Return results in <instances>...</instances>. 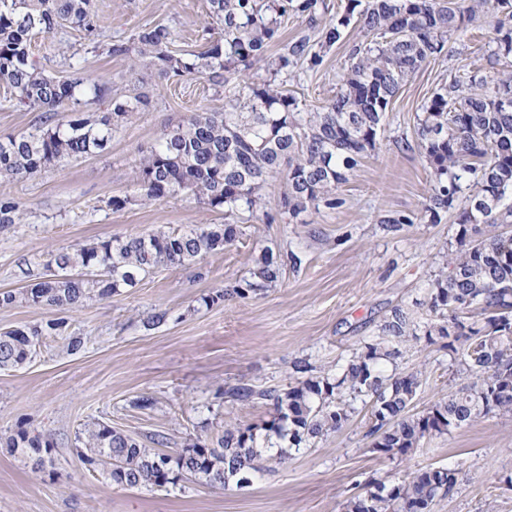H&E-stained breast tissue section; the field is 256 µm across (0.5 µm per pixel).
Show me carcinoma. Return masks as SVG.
Masks as SVG:
<instances>
[{"mask_svg": "<svg viewBox=\"0 0 512 512\" xmlns=\"http://www.w3.org/2000/svg\"><path fill=\"white\" fill-rule=\"evenodd\" d=\"M347 0L336 21L317 27L321 0H209L211 23L203 51L187 57L172 50L177 32L146 24L128 41L113 42L108 53L130 61L147 59L165 77L192 76L228 87L222 112H192L164 132L140 160L136 185L140 201L161 203L186 195L227 218L254 213L268 179L281 175L287 191L283 205L292 217L308 210L337 209L345 200L338 188L360 159L375 149L382 121L402 85L440 55L448 36L463 34L475 19V7L491 6L487 24L489 65L512 56V0ZM304 16L318 29V40L305 34L287 42L269 63L273 74L322 60L320 51L344 38L357 23L370 41L352 45L349 64L336 95L321 109L308 111L274 79L256 80L251 66L267 58L288 15ZM92 0H0V80L14 92L16 104L45 114L33 132L0 137V178L34 176L58 163L103 152L118 122L148 104L143 95L113 97L109 88L79 70L58 79L38 69L29 48L37 33L66 24L91 32ZM219 29L217 35L211 31ZM319 50H314V46ZM85 94L108 101L100 112H75L56 119L64 105L80 104ZM418 147L434 176L425 211L430 218L458 208L456 246L428 288L426 341L446 339L470 381L422 413L411 412L417 389L427 381L422 369L386 376L383 361L403 355L401 347L417 337L412 313L395 307L380 325L381 336L365 344L332 374L296 382L286 389L240 384L225 395L239 406L262 403L271 419L265 439L287 443L272 447L259 441L257 428L224 423V433L209 444L197 437L170 453L164 440L151 445L109 425L93 423L80 437L81 459L90 469H107L120 488L164 487L185 475L223 487L240 484L272 460L288 463L296 450L340 431L356 412L355 402L370 404L366 437L372 452L403 456L435 434L474 422L490 413L512 415V73L490 82L472 71L437 88L417 115ZM18 205L0 201V226L16 224ZM489 227L480 234L479 225ZM238 225H207L181 233H149L101 240L58 251L44 261L47 274L22 291H1L0 307L20 301L65 313L89 300L109 298L160 267L182 266L233 244ZM282 263L266 249L256 261L247 289L279 282ZM481 318L468 322L470 308ZM60 316L0 333V370L23 367L45 336H62L67 350L83 346L66 335ZM6 447L43 464L52 441L45 434L20 431ZM455 473L428 467L387 485L371 482L350 497L346 512H405L407 502H434L449 495Z\"/></svg>", "mask_w": 512, "mask_h": 512, "instance_id": "1", "label": "carcinoma"}]
</instances>
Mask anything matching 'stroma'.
I'll use <instances>...</instances> for the list:
<instances>
[{"mask_svg":"<svg viewBox=\"0 0 512 512\" xmlns=\"http://www.w3.org/2000/svg\"><path fill=\"white\" fill-rule=\"evenodd\" d=\"M94 35L70 25L36 35L31 58L58 78L79 65L113 95L143 94L145 111L132 114L110 148L36 176L0 180V200L15 202L19 223L0 229V290L36 282L52 252L155 229L182 232L220 224L224 214L178 196L157 204L134 197V171L162 133L189 113L224 107V90L190 77L161 76L152 66L131 67L109 55L112 41L129 39L146 24H166L183 53L201 51L208 0H93ZM357 27L324 54L317 67L300 64L279 76L289 93L316 111L335 95ZM478 37L449 38L399 91L384 119L374 151L366 154L339 189L345 204L290 217L281 205L283 177L268 179L262 203L243 234L224 251L195 263L155 270L134 287L69 311V333L83 349L68 353L61 338H43L30 363L0 371V438L25 430L48 433L54 445L42 467L0 447V512H345L347 500L369 481L388 484L430 466L454 471L456 485L432 512H512V416L490 414L435 435L394 459L371 452L367 417L357 414L341 431L295 452L288 464H267L248 487H214L188 477L163 489L114 486L79 456L86 425L103 422L136 437L160 433L167 448H183L188 435L220 433L227 417L257 426L270 419L261 404L233 405L220 389L239 384L284 389L302 375H319L346 362L376 339L383 318L397 305L417 323L427 320V288L454 245V211L431 220L425 211L431 170L416 139V115L432 93L465 70L480 66ZM42 115L16 106L0 82V136L38 127ZM131 196L120 210L109 201ZM408 216L391 230L387 216ZM298 255L276 286L239 297L263 249ZM225 291L223 301L205 305ZM167 320L146 322L156 312ZM426 365L430 378L413 402L421 412L466 384L453 354L418 341L402 359L381 363L384 375ZM152 397L153 409L133 402Z\"/></svg>","mask_w":512,"mask_h":512,"instance_id":"obj_1","label":"stroma"}]
</instances>
